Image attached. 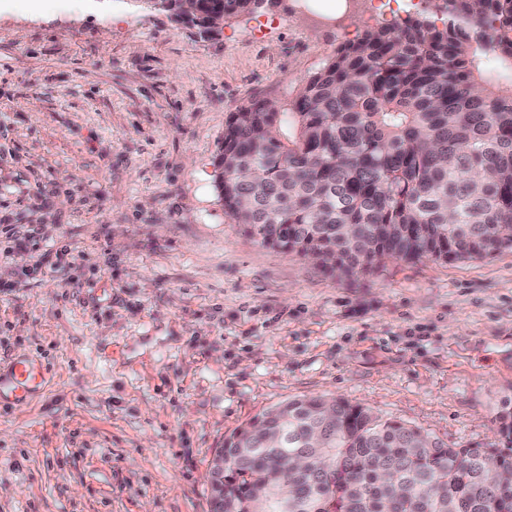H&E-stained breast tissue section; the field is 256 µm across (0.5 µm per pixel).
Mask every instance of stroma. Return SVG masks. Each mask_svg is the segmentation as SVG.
<instances>
[{"label":"stroma","mask_w":512,"mask_h":512,"mask_svg":"<svg viewBox=\"0 0 512 512\" xmlns=\"http://www.w3.org/2000/svg\"><path fill=\"white\" fill-rule=\"evenodd\" d=\"M371 0L326 22L269 0L207 39L143 0H0V512H210L225 435L333 395L467 446L512 400V250L334 276L232 224L224 120L287 105ZM69 254L57 259L60 247ZM46 379L42 365L13 358L0 367V402L23 404L44 386Z\"/></svg>","instance_id":"obj_1"}]
</instances>
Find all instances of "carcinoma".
Listing matches in <instances>:
<instances>
[{
	"label": "carcinoma",
	"mask_w": 512,
	"mask_h": 512,
	"mask_svg": "<svg viewBox=\"0 0 512 512\" xmlns=\"http://www.w3.org/2000/svg\"><path fill=\"white\" fill-rule=\"evenodd\" d=\"M268 0H159L204 37ZM341 43L286 111L257 94L226 118L224 215L258 244L330 272L386 258L512 250V0H435ZM500 446H450L345 399L302 396L224 438L218 512H512V408Z\"/></svg>",
	"instance_id": "obj_1"
}]
</instances>
